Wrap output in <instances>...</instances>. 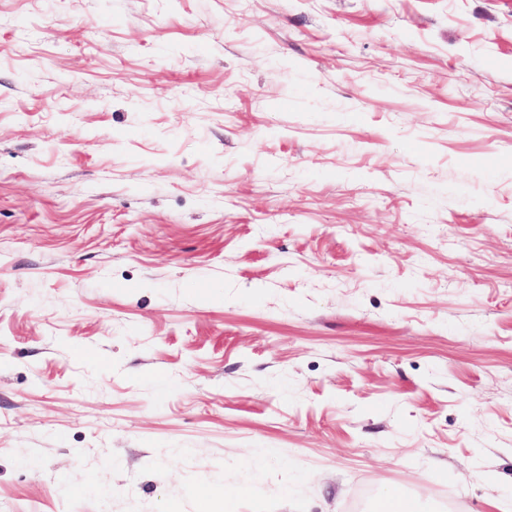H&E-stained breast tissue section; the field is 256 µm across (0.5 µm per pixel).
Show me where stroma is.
<instances>
[{
	"label": "stroma",
	"instance_id": "obj_1",
	"mask_svg": "<svg viewBox=\"0 0 512 512\" xmlns=\"http://www.w3.org/2000/svg\"><path fill=\"white\" fill-rule=\"evenodd\" d=\"M512 512V0H0V512ZM383 512H419L417 502L406 496L399 487H384L379 494Z\"/></svg>",
	"mask_w": 512,
	"mask_h": 512
}]
</instances>
